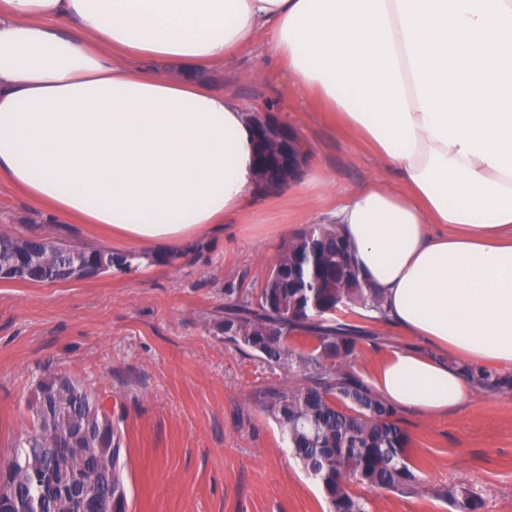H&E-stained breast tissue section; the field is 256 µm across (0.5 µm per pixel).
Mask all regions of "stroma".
Listing matches in <instances>:
<instances>
[{
	"mask_svg": "<svg viewBox=\"0 0 512 512\" xmlns=\"http://www.w3.org/2000/svg\"><path fill=\"white\" fill-rule=\"evenodd\" d=\"M260 33L224 63L201 72L211 89L291 126L309 157L279 191L250 194L203 251L172 266L112 271L54 283L0 280V457L28 427L26 402L43 365L109 394L122 435L128 512H327L318 484L290 455L259 392L282 372L225 344L214 326L229 304L256 297L280 248L305 225L332 219L349 194L378 181L401 189L397 169L292 81ZM49 230L79 247L128 251L96 224L48 218L0 181V235ZM354 369L370 378L393 348L416 341L395 326H372ZM410 455L432 488L466 484L481 512H512V391L475 390L454 411L398 412ZM370 512H448L431 495L365 490Z\"/></svg>",
	"mask_w": 512,
	"mask_h": 512,
	"instance_id": "1",
	"label": "stroma"
}]
</instances>
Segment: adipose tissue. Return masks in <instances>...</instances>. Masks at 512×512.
<instances>
[{
    "label": "adipose tissue",
    "mask_w": 512,
    "mask_h": 512,
    "mask_svg": "<svg viewBox=\"0 0 512 512\" xmlns=\"http://www.w3.org/2000/svg\"><path fill=\"white\" fill-rule=\"evenodd\" d=\"M263 31L401 175L334 217L386 317L433 349L391 352L375 390L461 407L459 363L512 367V0H0V179L143 247L219 227L255 146L241 102L193 73Z\"/></svg>",
    "instance_id": "1"
}]
</instances>
